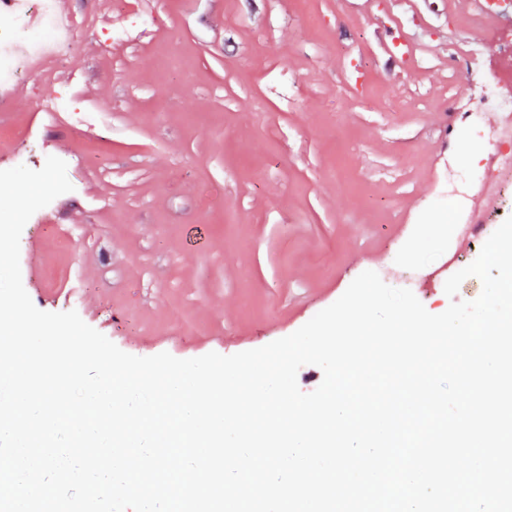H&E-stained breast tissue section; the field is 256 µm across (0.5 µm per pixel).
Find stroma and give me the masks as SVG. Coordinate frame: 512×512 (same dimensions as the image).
Segmentation results:
<instances>
[{
  "label": "stroma",
  "mask_w": 512,
  "mask_h": 512,
  "mask_svg": "<svg viewBox=\"0 0 512 512\" xmlns=\"http://www.w3.org/2000/svg\"><path fill=\"white\" fill-rule=\"evenodd\" d=\"M136 2L124 20L117 0H57L92 14L95 33L30 62L0 98V170L54 156L73 186L21 234L36 308L65 311L77 282L78 315L128 354L228 356L293 334L364 271L391 286L437 261L439 178L450 153H477L436 107L441 47L468 41L494 60L491 29L512 16L481 24L456 0H398V32L391 0ZM57 87L74 111H52ZM78 222L87 234H70ZM444 285L416 289L428 312L483 289L470 276L451 299Z\"/></svg>",
  "instance_id": "stroma-1"
}]
</instances>
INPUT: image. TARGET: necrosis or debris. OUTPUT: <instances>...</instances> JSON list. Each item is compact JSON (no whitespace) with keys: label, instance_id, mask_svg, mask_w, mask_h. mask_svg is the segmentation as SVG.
I'll return each instance as SVG.
<instances>
[{"label":"necrosis or debris","instance_id":"1","mask_svg":"<svg viewBox=\"0 0 512 512\" xmlns=\"http://www.w3.org/2000/svg\"><path fill=\"white\" fill-rule=\"evenodd\" d=\"M80 20L53 11L50 0H0V82L18 79L39 57L56 58L73 50ZM497 60L489 63L478 50L448 49L455 81L444 108L452 125L465 127L482 143L484 157L465 163L449 159L438 192L456 233H469L482 249L496 229L512 216V28L494 34ZM498 121L484 126L486 113Z\"/></svg>","mask_w":512,"mask_h":512}]
</instances>
